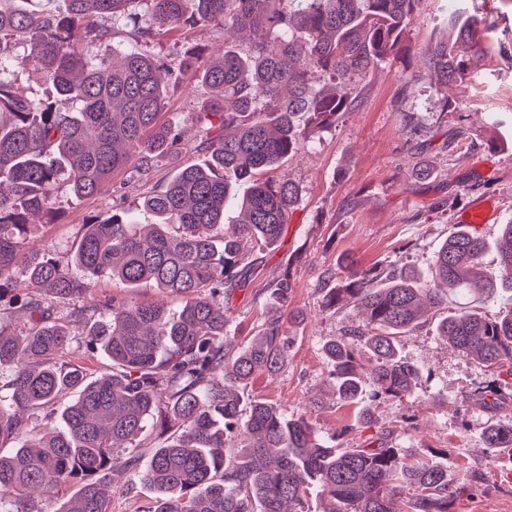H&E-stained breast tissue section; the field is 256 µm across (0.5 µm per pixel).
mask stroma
<instances>
[{"label":"stroma","instance_id":"stroma-1","mask_svg":"<svg viewBox=\"0 0 512 512\" xmlns=\"http://www.w3.org/2000/svg\"><path fill=\"white\" fill-rule=\"evenodd\" d=\"M457 12L481 18L482 54L463 83L445 85L430 76L429 54ZM151 25L145 5L132 7L115 22L112 43L98 45L97 54L110 53L115 43L139 46L141 31ZM249 43L248 32L215 24L151 40L150 53L171 68L162 77L164 119L186 128L187 141L177 153L155 160L149 185L163 186L182 164L203 158L192 116L211 92L176 69L177 59L190 52L212 59L225 47L244 51ZM351 93L350 108L269 173L298 185L300 197L278 246L254 256L256 278L249 290L233 298L229 341L240 350L271 317L299 310L304 319L288 327V360L281 372L255 376L240 393L291 415L322 399L316 421L326 439L357 448L385 436L402 454L439 463L449 478L473 474L451 512H512V453L489 454L484 437L488 423H512V401L492 412L475 401L488 382L512 387V371L489 369L449 346L432 314L398 341L400 358L420 374L411 394L378 397L367 384L358 400L337 399L324 346L361 325L365 316L349 304L323 305L351 258L389 274L426 272L460 227L462 214L485 198L493 200L497 215L477 233L489 244L483 266L498 278L495 242L501 225L512 221V0H418L398 50L355 79ZM144 188L120 174L93 198L62 200L54 216H36L37 248L66 259L83 224L107 218L116 208L134 210ZM285 270L288 302L272 303L265 286ZM109 493L112 512H142L154 498L149 486L119 472Z\"/></svg>","mask_w":512,"mask_h":512}]
</instances>
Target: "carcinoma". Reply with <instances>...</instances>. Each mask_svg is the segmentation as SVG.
Returning a JSON list of instances; mask_svg holds the SVG:
<instances>
[{
  "label": "carcinoma",
  "instance_id": "1",
  "mask_svg": "<svg viewBox=\"0 0 512 512\" xmlns=\"http://www.w3.org/2000/svg\"><path fill=\"white\" fill-rule=\"evenodd\" d=\"M67 13L0 8V288L16 279L26 289L28 325L17 330L0 316V438L24 443L0 456V503L8 512H37L33 493L49 496L76 487L56 512H110L106 487L121 466L157 492L146 512H307L311 486L329 500L325 512H449L467 476L448 473L425 459H409L378 438L362 448L325 442L313 401L300 415L253 400L243 406L237 387L257 374L275 375L288 358L283 320L269 321L250 346L225 344L229 300L252 282L249 257L276 246L299 200L290 181L263 179L307 145L297 118L312 130L329 124L352 104L354 78L389 60L411 23L417 0H66ZM144 3L159 31L216 22L252 32L247 51L228 49L215 60L184 56L179 66L213 90L209 109L195 115L206 134L203 164H187L164 186L146 192L140 224L114 213L84 225L79 243L61 265L50 252L27 245L38 225L30 216L58 210L57 186L65 179L77 199L92 197L112 179L148 180L152 159L187 131L161 122L165 92L158 72L167 64L138 48L112 46L93 63V45L109 42L104 21ZM448 38L435 43L431 68L444 83L460 82L479 58L478 22H448ZM23 45L19 55L3 40ZM40 70L55 100L22 99L13 92L16 68ZM329 77L319 88L311 74ZM288 88V97L281 96ZM250 183L239 192V181ZM238 200L240 220L224 231V212ZM499 250L503 281L512 286V223L503 225ZM485 241L461 229L449 236L423 276H389L352 259L324 307L345 301L364 310V327L325 345L338 398L354 400L364 376L356 344L372 355L367 373L388 396L412 391L417 372L401 361L397 340L422 323L426 309L441 314L439 331L459 351L488 367L512 365V309L498 317L471 310L448 312V294L474 283L492 298L497 282L484 277ZM288 271L267 291L288 302ZM154 288L162 299L131 303L116 295L85 299L94 280ZM179 301L172 312L165 299ZM69 305L70 319L87 327L86 346L99 347L112 372L90 378L67 359L72 331L54 316V303ZM75 398L55 415L67 393ZM494 410L512 393L490 388L477 394ZM42 413L44 427H27L24 414ZM181 429L154 449L147 466L119 450L140 447L154 416ZM487 447L512 452V425L491 423Z\"/></svg>",
  "mask_w": 512,
  "mask_h": 512
}]
</instances>
